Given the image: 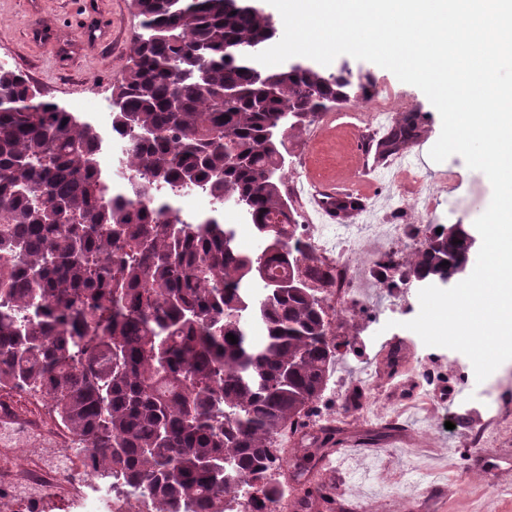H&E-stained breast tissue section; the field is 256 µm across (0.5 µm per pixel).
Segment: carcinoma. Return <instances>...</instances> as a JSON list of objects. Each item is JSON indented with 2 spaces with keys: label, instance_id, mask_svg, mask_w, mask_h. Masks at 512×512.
<instances>
[{
  "label": "carcinoma",
  "instance_id": "obj_1",
  "mask_svg": "<svg viewBox=\"0 0 512 512\" xmlns=\"http://www.w3.org/2000/svg\"><path fill=\"white\" fill-rule=\"evenodd\" d=\"M134 3L150 35L112 90L126 167L148 186L189 182L243 206L278 247L244 252L220 214L188 221L174 195L137 205L136 185L98 177L93 126L27 101L29 82L0 69V387L48 399L93 467L146 493L148 512H263L281 493L276 438L336 357L318 292L277 287L326 277L292 250L286 141L353 83L249 59L276 35L259 0ZM419 133L410 112L379 151ZM451 260L469 262L466 240L436 233L406 268L429 279ZM261 271L257 297L246 286ZM247 316L265 322L263 341Z\"/></svg>",
  "mask_w": 512,
  "mask_h": 512
}]
</instances>
